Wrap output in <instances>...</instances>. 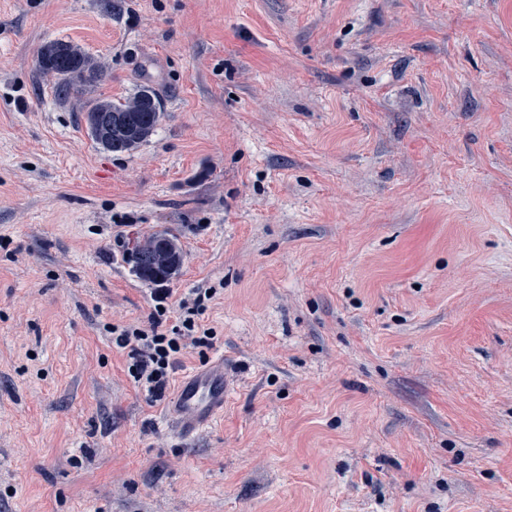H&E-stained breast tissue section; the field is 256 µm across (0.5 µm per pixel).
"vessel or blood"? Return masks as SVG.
I'll list each match as a JSON object with an SVG mask.
<instances>
[{
    "mask_svg": "<svg viewBox=\"0 0 512 512\" xmlns=\"http://www.w3.org/2000/svg\"><path fill=\"white\" fill-rule=\"evenodd\" d=\"M230 390L224 383V362L215 360L182 381L172 408L178 433L187 437L207 426L224 410Z\"/></svg>",
    "mask_w": 512,
    "mask_h": 512,
    "instance_id": "obj_1",
    "label": "vessel or blood"
}]
</instances>
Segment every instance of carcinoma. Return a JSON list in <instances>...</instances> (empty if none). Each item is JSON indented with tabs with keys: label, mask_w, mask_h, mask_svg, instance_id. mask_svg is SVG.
<instances>
[{
	"label": "carcinoma",
	"mask_w": 512,
	"mask_h": 512,
	"mask_svg": "<svg viewBox=\"0 0 512 512\" xmlns=\"http://www.w3.org/2000/svg\"><path fill=\"white\" fill-rule=\"evenodd\" d=\"M38 67L58 76L64 95L82 92L87 84L103 80L102 71L74 44L56 40L44 45ZM161 103L154 91L144 86L124 101L96 100L84 111L88 136L101 149L124 153L147 142L162 119ZM124 260L134 275L145 282L165 284L180 272L183 250L178 239L163 232L148 239H136Z\"/></svg>",
	"instance_id": "1"
}]
</instances>
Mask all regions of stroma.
I'll return each mask as SVG.
<instances>
[{
  "label": "stroma",
  "mask_w": 512,
  "mask_h": 512,
  "mask_svg": "<svg viewBox=\"0 0 512 512\" xmlns=\"http://www.w3.org/2000/svg\"><path fill=\"white\" fill-rule=\"evenodd\" d=\"M53 40L105 78L63 99ZM160 96L131 154L84 99ZM168 230L180 438L109 326ZM0 512H512V0H0ZM124 260L138 279L165 284L179 274L183 250L175 236L163 232L148 239H136L127 248ZM224 383V361L217 359L182 381L172 408L178 433L187 437L207 426L221 412L230 396Z\"/></svg>",
  "instance_id": "stroma-1"
}]
</instances>
